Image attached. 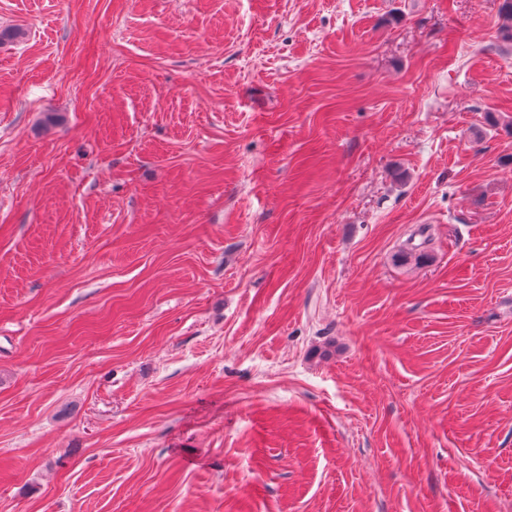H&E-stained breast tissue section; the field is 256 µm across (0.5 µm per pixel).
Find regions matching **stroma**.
<instances>
[{"instance_id": "obj_1", "label": "stroma", "mask_w": 512, "mask_h": 512, "mask_svg": "<svg viewBox=\"0 0 512 512\" xmlns=\"http://www.w3.org/2000/svg\"><path fill=\"white\" fill-rule=\"evenodd\" d=\"M500 2L0 0V512H512Z\"/></svg>"}]
</instances>
